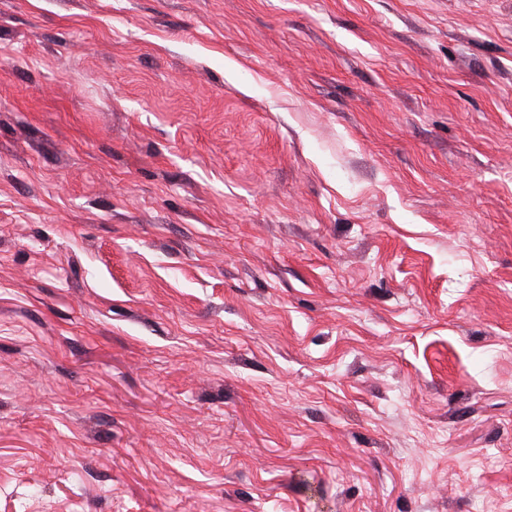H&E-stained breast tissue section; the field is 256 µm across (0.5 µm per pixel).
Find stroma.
<instances>
[{"mask_svg":"<svg viewBox=\"0 0 512 512\" xmlns=\"http://www.w3.org/2000/svg\"><path fill=\"white\" fill-rule=\"evenodd\" d=\"M0 512H512V0H0Z\"/></svg>","mask_w":512,"mask_h":512,"instance_id":"stroma-1","label":"stroma"}]
</instances>
